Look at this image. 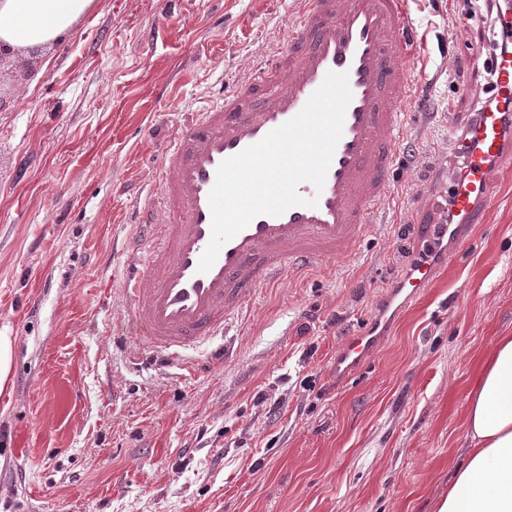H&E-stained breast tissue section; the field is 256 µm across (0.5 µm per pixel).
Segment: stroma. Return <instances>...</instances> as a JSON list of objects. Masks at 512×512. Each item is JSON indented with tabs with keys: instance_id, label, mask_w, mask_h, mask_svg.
Listing matches in <instances>:
<instances>
[{
	"instance_id": "1",
	"label": "stroma",
	"mask_w": 512,
	"mask_h": 512,
	"mask_svg": "<svg viewBox=\"0 0 512 512\" xmlns=\"http://www.w3.org/2000/svg\"><path fill=\"white\" fill-rule=\"evenodd\" d=\"M407 8L420 70L403 178L338 274L317 263L258 288L218 367L201 351L163 366L121 335L125 218L167 129L258 63L293 0H97L25 96L0 62V512H436L470 446L478 362L512 335V161L467 251L337 379L477 108L488 20L465 0ZM13 359L14 349L12 337L0 331V391H2L11 380Z\"/></svg>"
}]
</instances>
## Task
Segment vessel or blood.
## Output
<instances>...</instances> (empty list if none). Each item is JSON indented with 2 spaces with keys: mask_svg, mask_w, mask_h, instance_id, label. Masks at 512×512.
<instances>
[{
  "mask_svg": "<svg viewBox=\"0 0 512 512\" xmlns=\"http://www.w3.org/2000/svg\"><path fill=\"white\" fill-rule=\"evenodd\" d=\"M278 42L244 79L219 89L205 111L175 124L156 179L128 217L132 259L122 291L129 334L176 358L224 335L256 288L320 261L349 258L392 194L399 168L405 97L415 86L417 43L406 0H295ZM476 58L491 69L495 105H483L453 147L463 163L441 192L450 211L415 225L410 271L386 289L373 323L347 337L336 357L345 378L387 337L391 312L430 287L436 269L465 248L494 203L498 171L512 160V53ZM348 76L352 99L322 189L300 183L302 205L261 215L198 272L211 237L209 194L220 163L299 114L328 72Z\"/></svg>",
  "mask_w": 512,
  "mask_h": 512,
  "instance_id": "1",
  "label": "vessel or blood"
}]
</instances>
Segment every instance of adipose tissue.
I'll use <instances>...</instances> for the list:
<instances>
[{
	"label": "adipose tissue",
	"instance_id": "ef3b65f1",
	"mask_svg": "<svg viewBox=\"0 0 512 512\" xmlns=\"http://www.w3.org/2000/svg\"><path fill=\"white\" fill-rule=\"evenodd\" d=\"M96 0H0V55L37 57L65 43ZM464 462L436 512H512V336L498 337L467 394Z\"/></svg>",
	"mask_w": 512,
	"mask_h": 512
}]
</instances>
